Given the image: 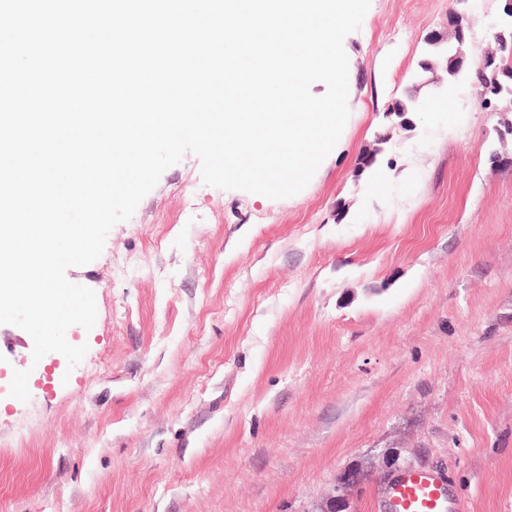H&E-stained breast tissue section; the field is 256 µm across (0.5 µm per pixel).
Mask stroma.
<instances>
[{
    "mask_svg": "<svg viewBox=\"0 0 512 512\" xmlns=\"http://www.w3.org/2000/svg\"><path fill=\"white\" fill-rule=\"evenodd\" d=\"M504 6L371 0L350 117L300 193L205 185L186 154L67 270L97 306L75 368L0 326V367L30 373L28 401L0 394V512H386L405 468L512 512V113L471 80ZM452 11L453 79L420 68Z\"/></svg>",
    "mask_w": 512,
    "mask_h": 512,
    "instance_id": "stroma-1",
    "label": "stroma"
}]
</instances>
